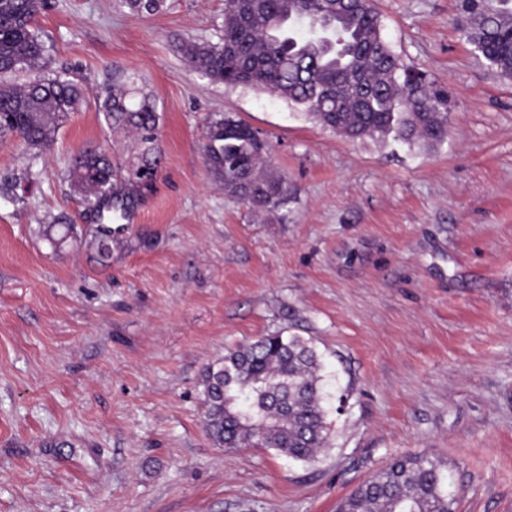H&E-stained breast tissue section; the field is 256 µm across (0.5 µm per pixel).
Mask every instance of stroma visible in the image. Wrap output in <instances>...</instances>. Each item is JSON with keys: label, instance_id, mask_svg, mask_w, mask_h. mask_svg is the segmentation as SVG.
<instances>
[{"label": "stroma", "instance_id": "35a3bbf8", "mask_svg": "<svg viewBox=\"0 0 512 512\" xmlns=\"http://www.w3.org/2000/svg\"><path fill=\"white\" fill-rule=\"evenodd\" d=\"M167 4L47 0L48 56L4 78L61 75L83 101L39 158L0 144V512H334L403 451L449 465L457 512H512V78L463 39L460 0L375 2L392 50L452 97L431 150L209 81L178 45L218 42L224 0ZM116 71L154 100L162 162L103 255L65 170L88 145L132 156L98 109ZM227 112L267 138L286 208L226 197L207 167ZM42 224L78 237L55 250ZM279 331L323 363L332 434L311 464L203 426L206 366Z\"/></svg>", "mask_w": 512, "mask_h": 512}]
</instances>
